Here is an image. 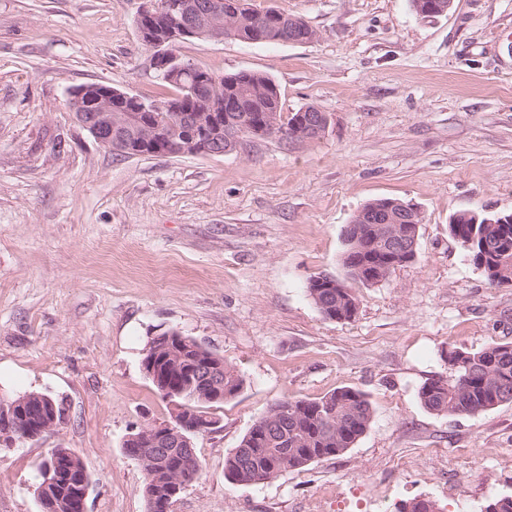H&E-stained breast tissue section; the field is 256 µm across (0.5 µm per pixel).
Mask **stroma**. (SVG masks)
<instances>
[{
    "instance_id": "obj_1",
    "label": "stroma",
    "mask_w": 512,
    "mask_h": 512,
    "mask_svg": "<svg viewBox=\"0 0 512 512\" xmlns=\"http://www.w3.org/2000/svg\"><path fill=\"white\" fill-rule=\"evenodd\" d=\"M302 18L305 44L177 46L221 76L271 77L282 110L325 112L322 137L246 138L219 156L127 158L74 119L73 88L150 100L142 0H0V398H66L57 432L0 450V512H41L37 467L73 450L87 512H146L123 442L170 419L143 369L176 330L243 380L197 436L203 471L171 512H399L416 499L482 512L512 494V402L448 417L419 390L448 352L512 342V284H490L448 232L452 215L512 212V0H249ZM395 198L422 213L414 261L365 285L343 263L355 213ZM327 275L358 304L325 319L307 292ZM350 387L373 418L344 454L248 486L224 461L279 400Z\"/></svg>"
}]
</instances>
